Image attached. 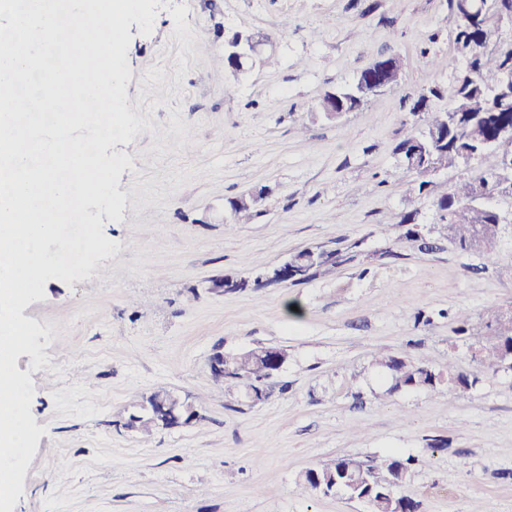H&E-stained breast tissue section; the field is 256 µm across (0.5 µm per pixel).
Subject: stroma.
Masks as SVG:
<instances>
[{
  "instance_id": "35a3bbf8",
  "label": "stroma",
  "mask_w": 512,
  "mask_h": 512,
  "mask_svg": "<svg viewBox=\"0 0 512 512\" xmlns=\"http://www.w3.org/2000/svg\"><path fill=\"white\" fill-rule=\"evenodd\" d=\"M151 35L130 24L125 105L139 128L117 185L118 244L89 275L47 280L22 311L44 336L29 374L44 430L13 512H370L305 492L307 470L336 457L410 459L401 487L417 512H512V371L481 370L455 311L487 335V307L512 308V227L496 259L442 239L398 241L406 212L434 217V194L409 193L394 147L420 92L440 85L448 109L460 57L448 0H161ZM266 39L270 65L240 79L224 39ZM400 84L341 119L315 103L382 56ZM445 67H436V60ZM269 194L232 220L229 199ZM363 252L307 283L214 292L306 248ZM69 315L59 318L57 308ZM274 346L287 360L268 399L225 394L216 350ZM378 353L449 364L479 380L466 394L399 390ZM165 388L201 419L150 437L127 432L141 397Z\"/></svg>"
}]
</instances>
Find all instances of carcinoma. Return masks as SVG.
<instances>
[{
    "instance_id": "carcinoma-1",
    "label": "carcinoma",
    "mask_w": 512,
    "mask_h": 512,
    "mask_svg": "<svg viewBox=\"0 0 512 512\" xmlns=\"http://www.w3.org/2000/svg\"><path fill=\"white\" fill-rule=\"evenodd\" d=\"M448 5L456 17L454 43L457 51L465 56L466 65L454 79L452 104L446 110H434L431 103L443 96L440 87L434 86L421 93L414 103L409 131L395 147L404 168L415 175L410 190L429 193L437 183L426 176L428 169L438 172L481 163L491 158L494 164L477 178L457 184L453 190L443 189L435 195L436 219L428 227L427 235L436 234L454 241L465 251L481 252L485 259H495L496 250L483 245L486 239L499 236L503 217L492 201L500 196L512 199V182H502L499 166L512 163V136L502 137L499 130L505 125L512 126V89L505 91L499 87L500 76L512 71V46L489 48L500 29V16L512 13V0H496L489 5L487 0H448ZM322 110L352 111L357 104L346 88L335 93L327 92L319 100ZM481 185L487 192V201L479 207L471 206L475 197V187ZM399 224L404 226L400 238L407 241H420L422 225L415 223V212L403 215ZM360 243L354 242L347 251L332 250L328 261L315 268L305 266L304 257L309 250L304 249L289 255L288 262L303 269L304 281L332 270L338 265L355 260ZM266 270L252 277L225 280V290L243 291L261 287V279ZM486 327L491 329L488 336L476 337L479 349L480 366L495 370L504 351L512 348V329H503L500 309L486 310ZM375 365L392 380V389L405 388L431 390L442 380H447L448 392L461 394L470 390L477 382L473 373L448 366L447 375L424 360H410L392 355L378 354ZM224 392L231 394L243 387L250 395L265 391L269 376V365L254 356H235L224 353ZM351 459L337 457L310 469L303 477V488L318 489L343 476L353 483V490L360 495L370 491L368 501L371 512H398L406 508L415 512L417 504L399 493V487L389 483L393 469L398 468L407 474V462L393 456L382 460L370 459L350 467Z\"/></svg>"
}]
</instances>
